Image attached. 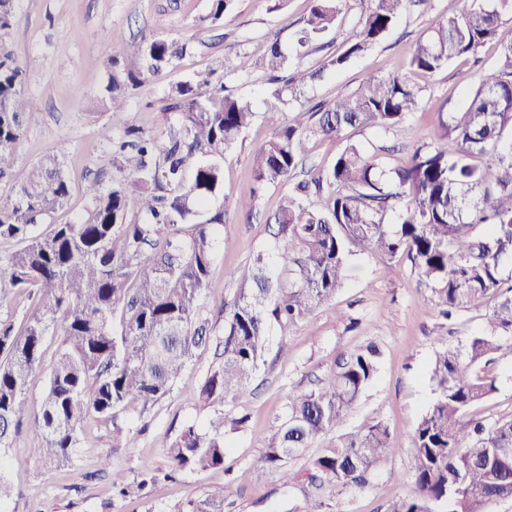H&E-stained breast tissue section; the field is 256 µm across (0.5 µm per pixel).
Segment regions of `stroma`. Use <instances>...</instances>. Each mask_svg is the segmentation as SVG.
<instances>
[{
    "label": "stroma",
    "mask_w": 512,
    "mask_h": 512,
    "mask_svg": "<svg viewBox=\"0 0 512 512\" xmlns=\"http://www.w3.org/2000/svg\"><path fill=\"white\" fill-rule=\"evenodd\" d=\"M211 0H15L17 23L0 35V52L17 61L32 60L23 80L28 102L24 135L16 147L13 171L0 178V203H6L25 169L58 145H67L66 173L71 196L60 212L63 221L82 219L91 206L84 188L96 180L109 187L118 171L112 163V142L124 124L167 136L172 128L169 105L175 87L213 61L224 63L228 93L248 101L257 117L224 160L220 198L249 197L258 148L270 137L271 127L262 114L271 89L259 60L273 39L289 42L307 14V0H283L271 9L268 0H231L214 25H200ZM455 0H428L403 14L384 39L365 55L340 70H325L323 78L306 86L305 107L333 99L337 93L358 90L367 74L386 76L405 70L417 40L439 17L451 14ZM361 13L359 0H344L334 30L322 38L304 67L323 68L340 53L344 40ZM121 32L126 40L156 35L187 44V52L162 77L147 78L127 100L125 122L113 124L101 112L98 98L107 78V62L114 54L104 41V30ZM512 42V16H504L495 41L428 74H410L424 89L421 108L393 130L352 129L340 139L313 138L307 143L311 163L330 167L350 143L380 158L387 166L406 162L417 146L431 142L440 124L457 111L493 70L500 45ZM281 188L259 194L252 212L228 211L215 228L221 243L212 268V286L205 305L218 313L238 289V269L262 249L269 248L274 225L268 219L277 208ZM498 336L503 349L491 365L495 391L473 408V415L492 422L512 417V332H503L490 320L489 305L458 311L451 318L439 315L430 288L404 255L390 258L373 251H355L346 269L344 285L335 298L312 315L283 329L273 327L265 364L248 389L224 406L228 414H248L244 428L225 430V467L185 470L175 480L150 486L125 499L112 495V487L126 484L169 465L168 445L185 422L208 428L214 413L202 407L184 389L173 390L162 401L139 413L130 425L134 446L112 442V425L91 421L83 429L81 444L71 464L47 469L30 455L33 446L27 429H20L11 448L0 451V473L14 494L7 512H186L188 501L205 500L207 492L225 483L240 494L224 512H300L309 482L283 487L277 474L260 463L263 436L283 417L290 396L317 388L351 352L376 344L380 350L373 381L348 412L343 432H358L383 422L398 444L397 453L370 485L343 493H323L321 512H385L394 497H413L417 467L412 435L433 399L429 365L438 343L460 345L470 337ZM287 357H279V347ZM109 467H102V459Z\"/></svg>",
    "instance_id": "35a3bbf8"
}]
</instances>
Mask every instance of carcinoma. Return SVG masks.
<instances>
[{"instance_id":"obj_1","label":"carcinoma","mask_w":512,"mask_h":512,"mask_svg":"<svg viewBox=\"0 0 512 512\" xmlns=\"http://www.w3.org/2000/svg\"><path fill=\"white\" fill-rule=\"evenodd\" d=\"M304 25L287 52L274 40L261 67L275 83L264 119L272 128L259 148L254 180L263 190L287 181L305 165L311 136L340 138L349 128L389 129L423 101L422 89L402 73L368 76L316 110L295 106L301 89L326 68H343L380 42L411 5L425 0H360L361 14L342 53L318 69L297 65L334 28L342 0H309ZM512 0H456L454 12L436 21L416 44L407 69L434 72L477 52L495 38ZM13 0H0V32L15 22ZM117 54L109 60L99 106L124 118L126 100L145 76L160 77L186 46L145 36L127 43L108 30ZM129 56L128 66L120 59ZM28 64L0 60V177L12 170L24 133L22 90ZM211 68L176 87L170 106L178 131L163 138L127 126L112 142L120 177L105 190L85 187L92 206L79 223H60L70 186L66 145L33 163L0 205V240L15 249L0 261V300H29L35 308L20 326L0 319V449L11 446L27 407L31 375L44 361L49 336L60 337L49 365L47 388L30 412L34 458L46 468L71 463L79 431L88 420L112 422V441L133 445L127 417L147 410L182 386L207 408H220L210 429L186 424L169 444L168 469L132 484L113 486L126 498L186 469L224 465V425L238 428L247 416L226 417L222 407L259 371L273 324L294 325L342 288L353 248L393 257L405 254L426 278L445 318L493 299L491 319L512 331V285L503 287V263L512 261V43L501 65L482 80L464 108L442 124L437 139L418 146L403 166L385 169L380 159L350 143L326 170H310L286 194L274 215L275 262L260 250L237 275L233 300L223 305L224 325L207 315L202 300L211 288L214 226L227 210H252L253 200L217 203L224 159L251 125V105L224 94ZM291 118L282 120L283 110ZM483 156L481 166L470 158ZM138 212L128 211V200ZM398 214L399 223L385 217ZM482 224L486 231L473 232ZM222 337V363L199 385L184 372L214 337ZM502 349L495 336H473L463 346L441 345L429 367L434 399L412 440L418 461L417 493L388 504L386 512H491L512 498V418L491 424L472 418L471 406L495 390L486 368ZM380 352L369 344L349 355L316 391L296 392L288 414L263 437L262 463L289 487L298 474L289 461L338 430L377 373ZM382 422L336 435L311 460L323 482L317 489H362L396 453ZM234 494L224 484L189 503L188 512H224Z\"/></svg>"}]
</instances>
